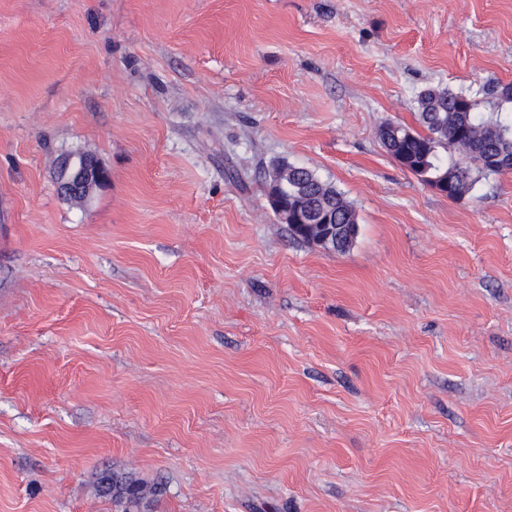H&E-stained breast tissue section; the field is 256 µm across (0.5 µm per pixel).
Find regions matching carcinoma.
Wrapping results in <instances>:
<instances>
[{
    "label": "carcinoma",
    "mask_w": 512,
    "mask_h": 512,
    "mask_svg": "<svg viewBox=\"0 0 512 512\" xmlns=\"http://www.w3.org/2000/svg\"><path fill=\"white\" fill-rule=\"evenodd\" d=\"M421 130L386 122L379 138L394 159L429 186L452 175L450 192L469 195L488 176L492 159H512V85L489 81L475 92L429 87L416 99ZM280 192L310 215H330L332 224H357L354 206L336 187L313 171L290 163L275 166ZM103 492L121 512H142L156 488L125 473L105 472Z\"/></svg>",
    "instance_id": "carcinoma-1"
}]
</instances>
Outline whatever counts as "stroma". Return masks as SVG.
<instances>
[{"label": "stroma", "mask_w": 512, "mask_h": 512, "mask_svg": "<svg viewBox=\"0 0 512 512\" xmlns=\"http://www.w3.org/2000/svg\"><path fill=\"white\" fill-rule=\"evenodd\" d=\"M489 80L512 0H0V512H117L105 469L144 512H512V171L451 200L378 135ZM66 170H71L78 180H89L100 186L108 180V172L102 162L95 156L75 159L70 157L65 162ZM273 175L278 180L282 196L293 205L307 211L309 215H330L331 224H302L309 227L307 232L320 240V244L336 234V224L357 226L354 206L331 182L321 179L313 171L290 163H280L275 166ZM100 484L113 504L122 509L121 512H142L148 498L156 494L155 487L125 473L104 472Z\"/></svg>", "instance_id": "stroma-1"}]
</instances>
